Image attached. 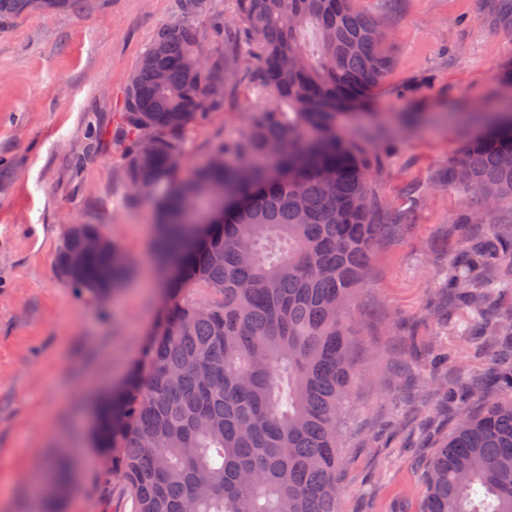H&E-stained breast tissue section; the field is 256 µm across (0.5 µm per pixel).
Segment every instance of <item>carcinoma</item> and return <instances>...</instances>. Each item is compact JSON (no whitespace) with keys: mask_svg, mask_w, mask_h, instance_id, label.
Segmentation results:
<instances>
[{"mask_svg":"<svg viewBox=\"0 0 512 512\" xmlns=\"http://www.w3.org/2000/svg\"><path fill=\"white\" fill-rule=\"evenodd\" d=\"M224 39L236 54L214 80L196 20L210 0H173L127 85L122 124L129 185L149 196L158 250L174 266L141 357L103 404L95 447L121 473L135 512H336L340 445L356 377L347 321L376 248L399 220H373L367 167L342 138V111L369 100L393 65L387 35L357 0H235ZM89 0H0V25L32 13L81 12ZM229 87L269 97L239 135L182 175L184 130ZM288 104L283 112L279 103ZM447 180L488 209L484 235L458 243L435 312L468 308L497 337L493 362L462 384L484 398L455 415L428 464L421 512H512V320L492 288L512 284V113L467 143ZM224 209L223 222L201 224ZM78 247L66 232L55 268ZM116 243L86 254L63 282L93 300L121 288ZM67 486L61 460L43 467Z\"/></svg>","mask_w":512,"mask_h":512,"instance_id":"cac0c4a2","label":"carcinoma"}]
</instances>
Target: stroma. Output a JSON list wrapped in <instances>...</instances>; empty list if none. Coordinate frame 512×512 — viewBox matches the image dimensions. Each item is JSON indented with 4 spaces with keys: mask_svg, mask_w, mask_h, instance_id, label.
<instances>
[{
    "mask_svg": "<svg viewBox=\"0 0 512 512\" xmlns=\"http://www.w3.org/2000/svg\"><path fill=\"white\" fill-rule=\"evenodd\" d=\"M196 25L216 76L222 22L233 0H212ZM386 30L394 64L371 103L339 117L361 147L375 220H407L376 249L350 317L363 333L364 374L351 394L341 449L338 512H419L429 460L453 413L430 391L436 373L482 374L493 347L476 350L434 307L448 286V252L480 232V201L445 184L474 114L512 99V16L497 0H359ZM172 0H94L81 13L34 14L0 26V512H32L24 489L54 448L71 453L62 512H133L123 478L94 447L100 397L138 358L157 319L165 270L154 207L131 196L120 116L127 84ZM242 89L187 131L185 167L243 128ZM96 225L129 255L134 274L105 301L56 275L70 224Z\"/></svg>",
    "mask_w": 512,
    "mask_h": 512,
    "instance_id": "obj_1",
    "label": "stroma"
}]
</instances>
